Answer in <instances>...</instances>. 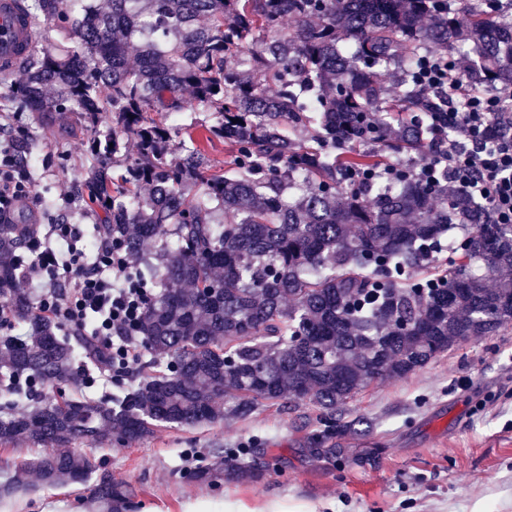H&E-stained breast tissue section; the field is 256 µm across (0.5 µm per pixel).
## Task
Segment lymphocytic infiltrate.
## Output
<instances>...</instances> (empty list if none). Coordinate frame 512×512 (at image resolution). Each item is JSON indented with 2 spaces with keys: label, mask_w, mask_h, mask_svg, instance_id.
I'll return each instance as SVG.
<instances>
[{
  "label": "lymphocytic infiltrate",
  "mask_w": 512,
  "mask_h": 512,
  "mask_svg": "<svg viewBox=\"0 0 512 512\" xmlns=\"http://www.w3.org/2000/svg\"><path fill=\"white\" fill-rule=\"evenodd\" d=\"M418 78L429 91L447 94L441 120L452 134L442 144L450 184L489 204L495 220L512 224V88L488 94L469 82L461 59L431 53L421 58ZM13 139L0 140V223L34 192L28 176L13 165ZM36 245L20 265L23 284L40 310L68 335L87 337L97 373L126 378L143 354L137 326L154 286L137 260L112 244V236L89 238L79 224H35Z\"/></svg>",
  "instance_id": "1"
}]
</instances>
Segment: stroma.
Returning <instances> with one entry per match:
<instances>
[{"mask_svg":"<svg viewBox=\"0 0 512 512\" xmlns=\"http://www.w3.org/2000/svg\"><path fill=\"white\" fill-rule=\"evenodd\" d=\"M15 69L0 81V134L26 142L25 166L38 195L32 207L57 223L92 226L98 214L83 185L93 158L76 139L57 137L16 110L9 96L22 80ZM67 181L70 201L57 185ZM91 364L74 362L68 379L39 387L40 401L79 397L95 403L122 399L150 370L138 365L124 383L84 388ZM311 412L291 404L263 405L246 417L196 427L159 426L144 440L92 446L113 480L130 484L136 512H512V325L463 343L402 379H379L347 406L345 419L362 418L336 460L309 455L305 440L315 425ZM260 448L267 462L256 482L218 479L201 483L200 465ZM42 452L30 443L0 444V481L18 476L28 494L0 499V512H93L89 486L38 483L26 464Z\"/></svg>","mask_w":512,"mask_h":512,"instance_id":"1","label":"stroma"}]
</instances>
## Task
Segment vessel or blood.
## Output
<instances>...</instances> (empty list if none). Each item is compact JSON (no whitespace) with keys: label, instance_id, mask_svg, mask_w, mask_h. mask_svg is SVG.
I'll return each instance as SVG.
<instances>
[{"label":"vessel or blood","instance_id":"obj_1","mask_svg":"<svg viewBox=\"0 0 512 512\" xmlns=\"http://www.w3.org/2000/svg\"><path fill=\"white\" fill-rule=\"evenodd\" d=\"M35 43L33 21L20 0H0V75L10 74Z\"/></svg>","mask_w":512,"mask_h":512}]
</instances>
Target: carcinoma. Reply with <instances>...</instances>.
I'll return each mask as SVG.
<instances>
[{"label":"carcinoma","mask_w":512,"mask_h":512,"mask_svg":"<svg viewBox=\"0 0 512 512\" xmlns=\"http://www.w3.org/2000/svg\"><path fill=\"white\" fill-rule=\"evenodd\" d=\"M432 0H36L64 38L25 61L13 103L44 128L80 126L94 162L90 202L112 245L134 256L161 292L140 323L158 371L120 402L65 398L0 416V443L32 442L27 463L50 485L94 480L98 512H131L132 492L76 455L75 440L132 444L163 424L196 427L285 401L315 412L309 453L334 458L351 426L340 416L377 379H398L439 354L512 324V224L448 184L377 176L381 153L434 158L444 100L414 80L427 53H471L476 86L512 87V22L459 0L423 22ZM293 26L281 30L282 22ZM137 39V61L127 52ZM209 120L182 127L187 111ZM112 115V127L99 114ZM311 126V143L290 132ZM139 143L131 156L124 140ZM235 152L215 165L201 139ZM376 174L364 191L352 172ZM459 229L458 252L407 286L399 272ZM148 241L159 243L147 255ZM31 238L0 224V305L28 326L0 338V376H70L75 337L21 285ZM407 322L405 331L399 324ZM222 397L227 410L216 405ZM264 463L226 473L258 479Z\"/></svg>","instance_id":"cac0c4a2"}]
</instances>
